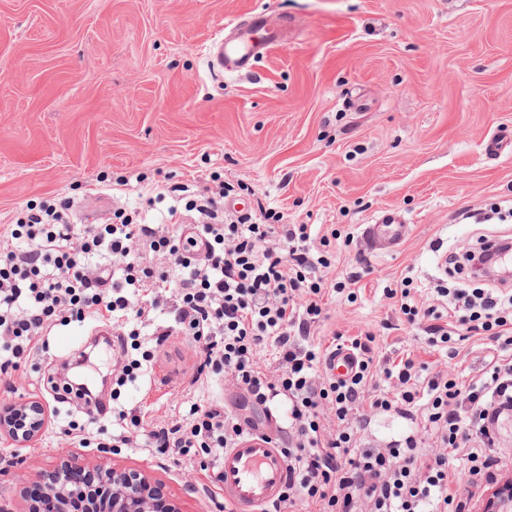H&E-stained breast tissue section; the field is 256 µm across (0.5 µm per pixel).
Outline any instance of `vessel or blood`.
<instances>
[{"label":"vessel or blood","mask_w":512,"mask_h":512,"mask_svg":"<svg viewBox=\"0 0 512 512\" xmlns=\"http://www.w3.org/2000/svg\"><path fill=\"white\" fill-rule=\"evenodd\" d=\"M286 22L272 21L266 11H255L246 18L229 21L224 32L212 39L206 54L212 66L228 72L252 68L267 47L286 29ZM408 226L394 210L385 211L375 223L364 225L363 240L374 250L400 248ZM327 372L345 380L355 372L351 351L341 349L330 355ZM288 482V458L276 438L252 433L225 449L219 461V488L230 512H265L276 502Z\"/></svg>","instance_id":"1"}]
</instances>
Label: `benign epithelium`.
Returning <instances> with one entry per match:
<instances>
[{
    "label": "benign epithelium",
    "instance_id": "7a95c632",
    "mask_svg": "<svg viewBox=\"0 0 512 512\" xmlns=\"http://www.w3.org/2000/svg\"><path fill=\"white\" fill-rule=\"evenodd\" d=\"M46 423V409L38 401L0 403V440L25 446L36 441ZM59 455L62 460L53 470L36 476L45 485L50 512H65L61 501L81 495V488L71 477L83 468V461L64 448ZM98 477L101 485L112 491V512H180L154 493V486L139 472L119 471L101 464ZM483 512H512V481L492 490Z\"/></svg>",
    "mask_w": 512,
    "mask_h": 512
}]
</instances>
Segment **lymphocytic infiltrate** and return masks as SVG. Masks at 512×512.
Wrapping results in <instances>:
<instances>
[{
  "instance_id": "lymphocytic-infiltrate-1",
  "label": "lymphocytic infiltrate",
  "mask_w": 512,
  "mask_h": 512,
  "mask_svg": "<svg viewBox=\"0 0 512 512\" xmlns=\"http://www.w3.org/2000/svg\"><path fill=\"white\" fill-rule=\"evenodd\" d=\"M223 185L207 188L202 203L172 204L160 224L141 223L120 208L112 223L84 230L71 222L68 199H50L20 212L0 233V382L37 337L59 322L96 318L140 335L172 311L183 335L198 345L199 367L231 371L235 385L260 406L288 403V483L272 512L296 503L316 512H466L461 484L495 483L501 461L488 455L493 426L512 409V320L496 289L474 295L455 289L467 311L468 332L489 334L486 375L470 382L434 377L405 356L373 372L369 340L352 339L359 369L338 381L322 370L324 356L297 343L318 321L323 281L308 257L311 229L282 227L245 215L224 220ZM109 254L111 266L97 265ZM274 348L282 371L265 374L259 353ZM395 381L397 392L381 379ZM420 407L443 447L437 455L413 440L395 448H363L358 434L369 415ZM333 417L325 419L322 410ZM244 433L223 407L194 408L186 420L149 431V445L218 455ZM467 449L466 478L450 473L451 454Z\"/></svg>"
}]
</instances>
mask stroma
Instances as JSON below:
<instances>
[{"instance_id": "obj_1", "label": "stroma", "mask_w": 512, "mask_h": 512, "mask_svg": "<svg viewBox=\"0 0 512 512\" xmlns=\"http://www.w3.org/2000/svg\"><path fill=\"white\" fill-rule=\"evenodd\" d=\"M295 17L294 34L252 71L214 76L204 47L229 20L254 8ZM512 132V0H0V225L28 203L70 198L71 219L103 224L115 207L162 221L158 189L229 183L237 213L273 209L284 224L311 227L326 256L322 315L310 343L336 334L375 336L374 364L411 354L437 375L462 380L485 370L487 340L462 334L453 351L427 343L430 319L408 323L396 292L403 278L442 324L460 313L439 287L444 259L480 235H512L493 219L512 208V146L490 157L486 141ZM128 180L120 198L110 185ZM395 209L409 224L402 247L371 253L363 225ZM487 215L484 224L474 214ZM161 316L139 337L147 374L115 386L113 353L96 323L54 327L12 372L8 401L43 403L49 421L25 448L0 441L7 462L0 506L35 512V476L70 447L82 426L87 467L145 471L181 512H224L213 456L112 445L115 412L145 427L220 401L259 426L287 407L242 402L230 375L198 373L193 342ZM199 382H192L193 374ZM81 377L98 399L70 393ZM420 411L371 415L362 444L387 448L415 437L441 447Z\"/></svg>"}]
</instances>
